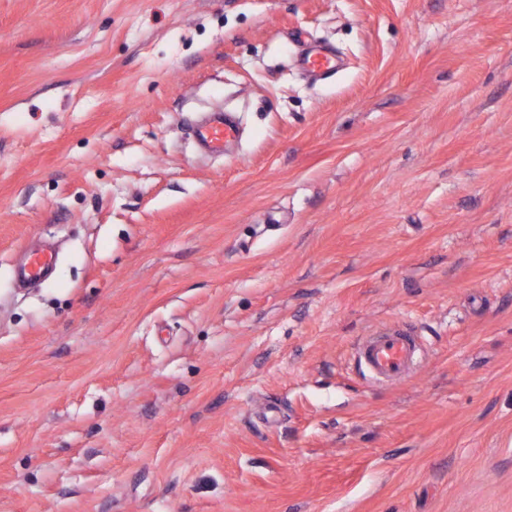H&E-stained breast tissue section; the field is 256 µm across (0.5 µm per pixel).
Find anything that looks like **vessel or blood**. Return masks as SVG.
Instances as JSON below:
<instances>
[{"label":"vessel or blood","instance_id":"obj_1","mask_svg":"<svg viewBox=\"0 0 512 512\" xmlns=\"http://www.w3.org/2000/svg\"><path fill=\"white\" fill-rule=\"evenodd\" d=\"M305 70L313 74L336 71L339 59L333 51L308 50L301 59ZM190 133L207 153L220 154L226 143L238 136L237 125L221 112L210 113L202 122L191 125ZM55 258L49 251L29 252L25 263L15 269L19 281L45 279L52 275ZM420 345L408 331L392 328L377 336L366 337L355 350V358L378 382L394 383L407 377L420 356Z\"/></svg>","mask_w":512,"mask_h":512}]
</instances>
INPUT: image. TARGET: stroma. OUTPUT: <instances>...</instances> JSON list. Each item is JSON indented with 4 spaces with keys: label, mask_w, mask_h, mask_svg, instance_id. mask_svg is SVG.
Segmentation results:
<instances>
[{
    "label": "stroma",
    "mask_w": 512,
    "mask_h": 512,
    "mask_svg": "<svg viewBox=\"0 0 512 512\" xmlns=\"http://www.w3.org/2000/svg\"><path fill=\"white\" fill-rule=\"evenodd\" d=\"M0 512H512V0H0ZM301 64L305 70L312 74H326L338 69L339 59L333 51L311 49L303 55ZM197 144L209 154H223L224 144L238 136L237 125L224 112H211L202 122L190 127ZM21 251L28 253V257L25 263L15 269V275L19 281L45 279L52 275L55 258L50 251H30L28 246L23 247ZM420 345L408 331L392 328L378 336H367L355 350V358L373 379L394 383L407 377L420 356Z\"/></svg>",
    "instance_id": "1"
}]
</instances>
